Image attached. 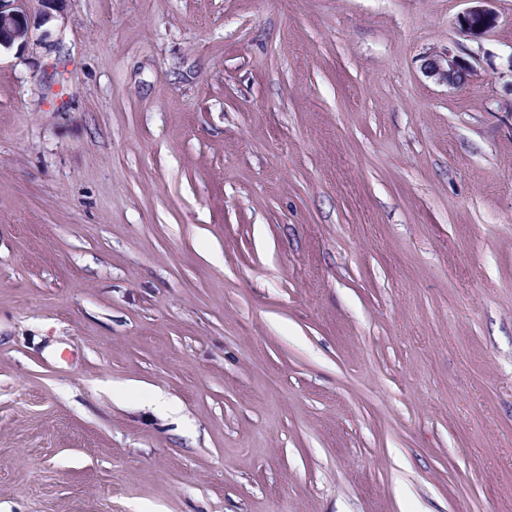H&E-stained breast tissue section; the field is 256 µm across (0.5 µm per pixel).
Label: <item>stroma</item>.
<instances>
[{"label": "stroma", "mask_w": 512, "mask_h": 512, "mask_svg": "<svg viewBox=\"0 0 512 512\" xmlns=\"http://www.w3.org/2000/svg\"><path fill=\"white\" fill-rule=\"evenodd\" d=\"M470 6L27 0L0 512H512V0ZM496 22L497 16L494 11L483 5H478L463 14L459 27L464 36L478 38L493 29ZM472 71L471 64L448 52L432 56L424 66L426 77L447 86L459 85Z\"/></svg>", "instance_id": "1"}]
</instances>
